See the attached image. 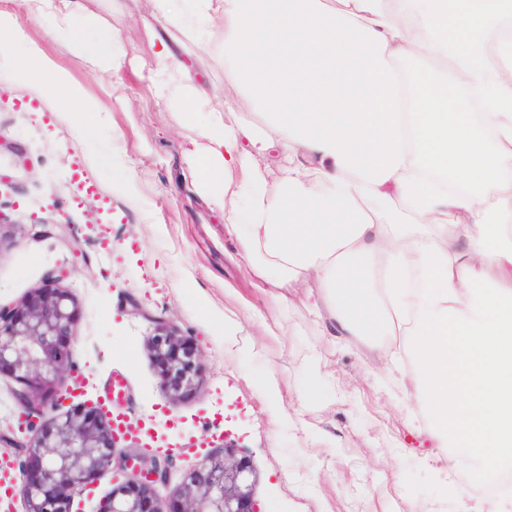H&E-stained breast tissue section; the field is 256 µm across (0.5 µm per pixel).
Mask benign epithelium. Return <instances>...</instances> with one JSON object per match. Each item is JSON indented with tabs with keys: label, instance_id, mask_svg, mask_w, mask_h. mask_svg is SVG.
Here are the masks:
<instances>
[{
	"label": "benign epithelium",
	"instance_id": "benign-epithelium-1",
	"mask_svg": "<svg viewBox=\"0 0 512 512\" xmlns=\"http://www.w3.org/2000/svg\"><path fill=\"white\" fill-rule=\"evenodd\" d=\"M51 272L45 284L14 307L0 306V369L7 368L24 389L15 393L28 414L30 437L0 433V444L22 459L20 491L25 512H72L75 492L118 469L103 512H259L255 472L229 441L207 452L175 493L163 494L169 464L126 453L115 457L126 433L98 407L71 410L45 419L68 394L77 339V306ZM148 346L161 389L171 399L200 390L203 363L197 343L164 322H155Z\"/></svg>",
	"mask_w": 512,
	"mask_h": 512
}]
</instances>
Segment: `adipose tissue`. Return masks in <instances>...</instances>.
Instances as JSON below:
<instances>
[{"label": "adipose tissue", "instance_id": "ef3b65f1", "mask_svg": "<svg viewBox=\"0 0 512 512\" xmlns=\"http://www.w3.org/2000/svg\"><path fill=\"white\" fill-rule=\"evenodd\" d=\"M154 0L195 38L224 26L225 103L161 42L200 190L253 277L325 290L345 336L412 339L420 418L449 466L512 459V0ZM288 153L277 183L268 159Z\"/></svg>", "mask_w": 512, "mask_h": 512}]
</instances>
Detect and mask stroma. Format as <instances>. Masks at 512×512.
Wrapping results in <instances>:
<instances>
[{
  "instance_id": "obj_1",
  "label": "stroma",
  "mask_w": 512,
  "mask_h": 512,
  "mask_svg": "<svg viewBox=\"0 0 512 512\" xmlns=\"http://www.w3.org/2000/svg\"><path fill=\"white\" fill-rule=\"evenodd\" d=\"M82 17H34L27 0H0L16 31L40 53L20 71L15 48L0 45V212L22 219L25 235L0 227V305L12 307L61 282L80 313L73 359L85 393L73 405L125 387L113 416L146 435L119 452L174 451L171 487L199 460L182 450L232 441L257 476L262 512H457L480 496L467 473L424 460L435 450L412 394L403 337L368 345L340 335L313 280L258 285L240 265L224 214L197 186L184 151L178 109L155 95L159 42L208 89L196 120L224 106V29L194 40L153 9L152 0H84ZM118 32L121 71L86 61L101 30ZM60 74L77 99L44 91ZM174 325L200 346L203 387L173 401L159 387L147 338L152 320ZM235 333H224L225 321Z\"/></svg>"
}]
</instances>
